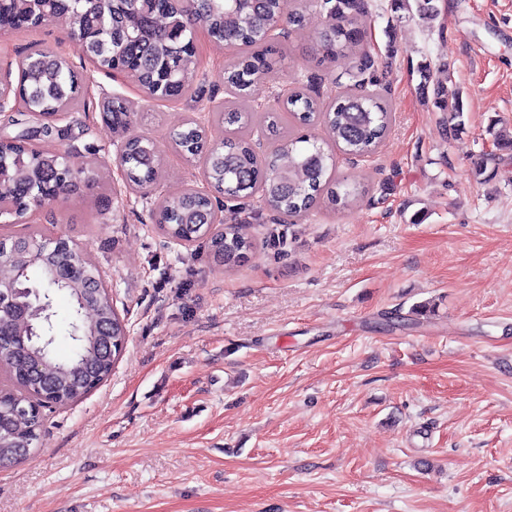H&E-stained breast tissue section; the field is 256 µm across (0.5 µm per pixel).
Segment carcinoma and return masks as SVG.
Masks as SVG:
<instances>
[{"label": "carcinoma", "mask_w": 512, "mask_h": 512, "mask_svg": "<svg viewBox=\"0 0 512 512\" xmlns=\"http://www.w3.org/2000/svg\"><path fill=\"white\" fill-rule=\"evenodd\" d=\"M283 0H186L174 6L168 0L145 7L135 0H0V30L41 26L64 15L74 32L84 31L81 44L99 66L134 72L145 85L157 86L159 95L180 97L190 89L198 61L187 50L194 26L210 27L214 42L239 49L225 68L226 83L239 107L224 108V150L211 147L206 131L189 123L171 136L174 148L189 159L204 156L212 173L213 192L228 199L258 196V202L291 217L302 216L320 203L345 208L357 202L364 190L356 184H332L334 155L308 134L283 130L281 114L267 111L266 128L275 137L272 152L261 155L245 136L254 120L246 108L254 88L273 72L274 38L270 27L287 22L300 28L305 12H326L318 35V64L350 59L354 89L327 101L302 90L284 95V111L302 128L319 124L336 147L353 157L370 155L386 134L391 120L387 105L367 90L374 83L375 58L363 48L357 17L366 0H297L286 12ZM18 82L24 101L22 114L32 118L45 112L67 111L80 102L77 73L62 58L35 51L20 62ZM440 109L463 125V103L443 99ZM112 124L122 126L134 116L125 99L114 97L107 106ZM0 159L6 174L0 180V215L15 219L26 215L33 197L40 194L68 197L76 193V177L66 156L30 144H5ZM160 158L150 139L126 142L124 165L129 188L149 191L158 179ZM214 212L210 195L191 188L165 197L154 212L155 223L171 238L191 242L207 240L212 257L230 267L254 248L242 224L215 227L207 220ZM47 228L32 224L24 240L0 249V417L9 431L0 435V464L17 463L35 446L42 426L39 407L44 397L57 406L73 404L100 386L121 355L125 325L105 288L86 281L51 284L47 265L77 260L73 251L61 249L34 264L26 246L46 236ZM66 293L72 304L67 333L74 342L67 358L56 356L50 293ZM112 324V335H99V325Z\"/></svg>", "instance_id": "obj_1"}]
</instances>
